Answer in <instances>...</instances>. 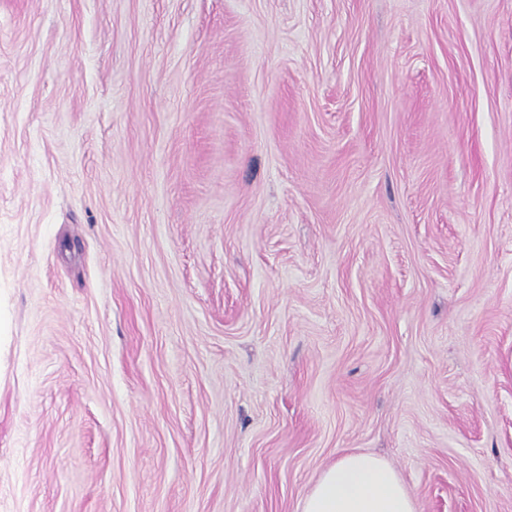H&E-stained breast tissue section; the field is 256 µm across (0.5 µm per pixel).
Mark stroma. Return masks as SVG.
I'll return each instance as SVG.
<instances>
[{
  "instance_id": "35a3bbf8",
  "label": "stroma",
  "mask_w": 512,
  "mask_h": 512,
  "mask_svg": "<svg viewBox=\"0 0 512 512\" xmlns=\"http://www.w3.org/2000/svg\"><path fill=\"white\" fill-rule=\"evenodd\" d=\"M353 450L512 512V0H0V512Z\"/></svg>"
}]
</instances>
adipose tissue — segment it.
I'll use <instances>...</instances> for the list:
<instances>
[{"mask_svg": "<svg viewBox=\"0 0 512 512\" xmlns=\"http://www.w3.org/2000/svg\"><path fill=\"white\" fill-rule=\"evenodd\" d=\"M302 512H415L411 492L383 459L348 452L325 469Z\"/></svg>", "mask_w": 512, "mask_h": 512, "instance_id": "adipose-tissue-1", "label": "adipose tissue"}]
</instances>
